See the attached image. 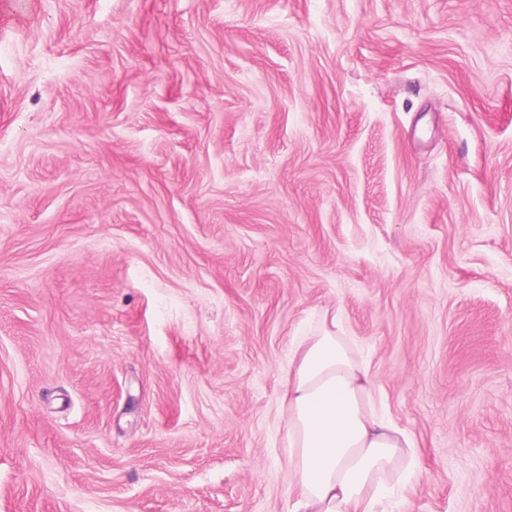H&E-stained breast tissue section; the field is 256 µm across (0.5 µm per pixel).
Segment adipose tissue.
Listing matches in <instances>:
<instances>
[{
	"label": "adipose tissue",
	"mask_w": 512,
	"mask_h": 512,
	"mask_svg": "<svg viewBox=\"0 0 512 512\" xmlns=\"http://www.w3.org/2000/svg\"><path fill=\"white\" fill-rule=\"evenodd\" d=\"M281 406L293 512H386L387 479L412 477L405 462L414 442L380 416L338 318L321 315L315 334L296 338Z\"/></svg>",
	"instance_id": "1"
}]
</instances>
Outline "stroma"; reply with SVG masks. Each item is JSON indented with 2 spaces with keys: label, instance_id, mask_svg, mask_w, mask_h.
I'll return each instance as SVG.
<instances>
[{
  "label": "stroma",
  "instance_id": "1",
  "mask_svg": "<svg viewBox=\"0 0 512 512\" xmlns=\"http://www.w3.org/2000/svg\"><path fill=\"white\" fill-rule=\"evenodd\" d=\"M327 310L512 512V0H0V512H291Z\"/></svg>",
  "mask_w": 512,
  "mask_h": 512
}]
</instances>
